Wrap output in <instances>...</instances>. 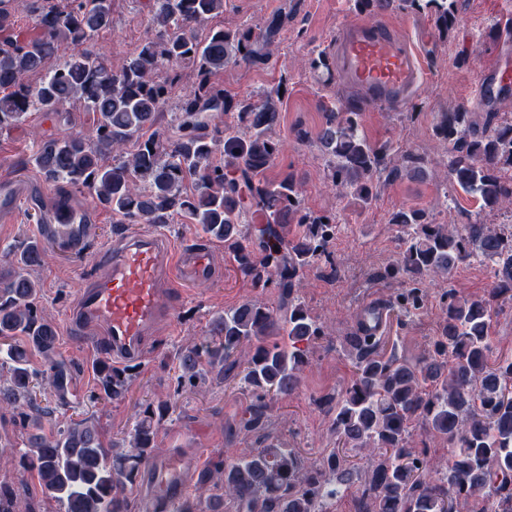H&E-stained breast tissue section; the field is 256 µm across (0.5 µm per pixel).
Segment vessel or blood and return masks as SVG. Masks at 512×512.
I'll list each match as a JSON object with an SVG mask.
<instances>
[{"instance_id":"vessel-or-blood-1","label":"vessel or blood","mask_w":512,"mask_h":512,"mask_svg":"<svg viewBox=\"0 0 512 512\" xmlns=\"http://www.w3.org/2000/svg\"><path fill=\"white\" fill-rule=\"evenodd\" d=\"M336 68L371 106L407 103L423 78L419 54L411 43L374 24L353 25L337 39ZM511 72L505 63L486 69L479 82L480 107L492 104L498 84ZM30 194L27 182L0 183V222H10ZM91 230L79 214L65 208L49 213L36 227L42 241L75 251L82 249ZM214 272L210 244L180 247L162 232L132 231L104 252L98 274L82 288L69 319L88 331V344L104 341L114 364L135 363L146 356L153 336L173 325L174 313L165 299L174 287L211 282ZM201 459V454L173 448L148 460L144 512L179 501Z\"/></svg>"}]
</instances>
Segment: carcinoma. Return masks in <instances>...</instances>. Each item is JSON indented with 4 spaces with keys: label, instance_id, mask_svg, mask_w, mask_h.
<instances>
[{
    "label": "carcinoma",
    "instance_id": "carcinoma-1",
    "mask_svg": "<svg viewBox=\"0 0 512 512\" xmlns=\"http://www.w3.org/2000/svg\"><path fill=\"white\" fill-rule=\"evenodd\" d=\"M393 2L355 0V6L372 17ZM399 6L430 12L443 39L455 28L457 0H399ZM223 9L224 0H153L151 36L115 67L87 48L112 25L111 0H32L38 36L0 42V129L30 112H57L80 101L94 114L92 129L39 144L34 163L46 181L65 192L88 190L126 224H172L177 218L195 224L234 252L244 282L281 290L279 308L251 299L228 309L177 356L180 388L242 367L241 381L255 398L243 427L256 430L268 399L295 391L307 346L323 335L293 294L304 269L330 258L336 222L303 209L301 186L291 176L265 179L280 151L271 136L280 117V89L253 101L211 82L230 64L267 61L282 17L262 26L221 28L198 40L193 29ZM64 49L68 58L47 68ZM307 65L323 82L334 81L323 55ZM185 66L197 70L198 82L183 98L175 132L163 138L153 128ZM36 72L42 73L40 82H26ZM361 110L357 102L327 109L318 143L333 184L367 203L375 179L419 173L423 159L369 142L360 130ZM213 112L236 118L221 127ZM435 131L448 143L447 181L485 208L512 204L511 119L491 108L479 120L461 105L441 113ZM128 143L130 152L112 156ZM219 147L224 159L215 162ZM256 215L263 224L248 223ZM390 223L397 226L399 251L384 277L402 283L392 309L419 313L426 279L473 258L493 263L488 296L462 298L448 291L439 336L415 362L386 354L380 338L366 330L350 337L355 376L333 408L339 450L307 466L294 449L271 440L201 471L198 484L213 488L204 506L185 498L173 512H226L229 501L236 512H327L355 477L364 482L360 512H458L470 503L472 512H512V358L489 362L497 299L512 292V230L435 224L426 210L414 207L397 210ZM289 224L298 226L290 239L284 235ZM47 252L45 242L27 238L0 264V365L9 372L8 386L0 385V407L20 411L30 428L23 457L41 493L63 512H129L127 493L151 455L166 409L156 413L146 406L128 440L109 446L86 418L46 431L54 410L40 407L33 394L48 390L56 405L66 406L71 379V369L56 359V325L39 307L40 287L32 275ZM246 345L249 352L240 360ZM130 384L129 373L99 361L94 397L121 398ZM415 421L448 440L447 464L411 448ZM349 450L368 455L366 469L349 461Z\"/></svg>",
    "mask_w": 512,
    "mask_h": 512
}]
</instances>
